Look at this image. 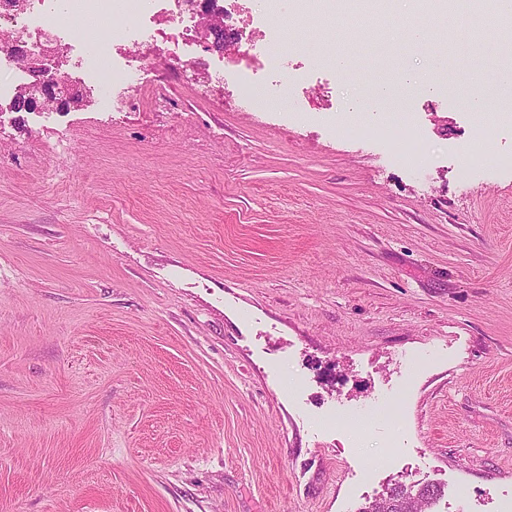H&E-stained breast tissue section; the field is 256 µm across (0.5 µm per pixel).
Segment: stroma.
Listing matches in <instances>:
<instances>
[{
	"mask_svg": "<svg viewBox=\"0 0 512 512\" xmlns=\"http://www.w3.org/2000/svg\"><path fill=\"white\" fill-rule=\"evenodd\" d=\"M412 20L287 34L254 111L201 92V42L121 112L0 104V512H357L397 482L512 512V116L447 92L494 54L448 55L403 123L331 62L425 64L448 19ZM372 84V95L365 99L360 91L355 90L349 97L348 106L351 112H362L368 105L372 104L379 110L389 107L392 83L389 81L375 80Z\"/></svg>",
	"mask_w": 512,
	"mask_h": 512,
	"instance_id": "obj_1",
	"label": "stroma"
}]
</instances>
